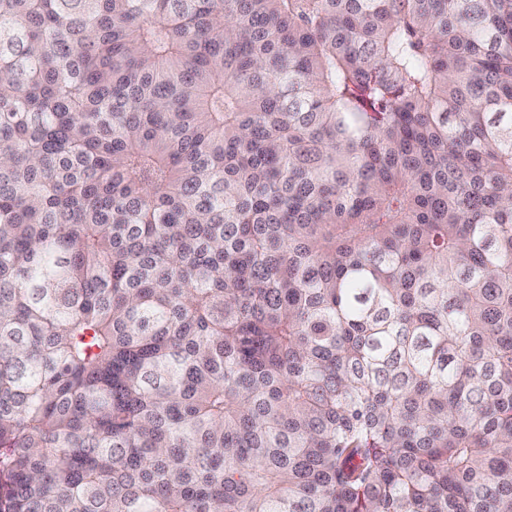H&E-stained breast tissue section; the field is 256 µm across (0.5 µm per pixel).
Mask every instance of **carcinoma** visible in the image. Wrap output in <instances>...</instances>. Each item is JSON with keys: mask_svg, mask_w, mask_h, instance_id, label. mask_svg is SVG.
I'll list each match as a JSON object with an SVG mask.
<instances>
[{"mask_svg": "<svg viewBox=\"0 0 512 512\" xmlns=\"http://www.w3.org/2000/svg\"><path fill=\"white\" fill-rule=\"evenodd\" d=\"M0 512H512V0H0Z\"/></svg>", "mask_w": 512, "mask_h": 512, "instance_id": "1", "label": "carcinoma"}]
</instances>
